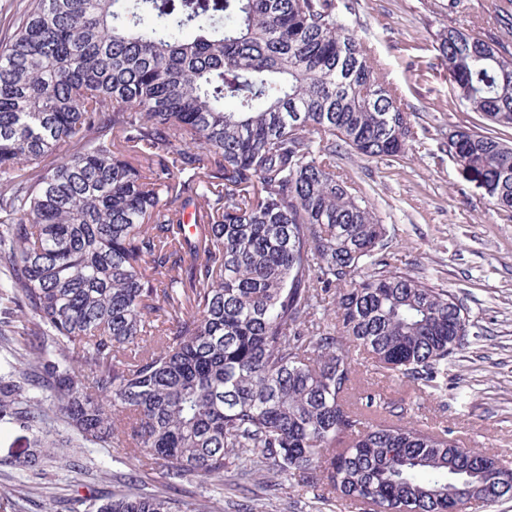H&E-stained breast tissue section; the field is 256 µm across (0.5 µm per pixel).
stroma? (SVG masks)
<instances>
[{
	"instance_id": "35a3bbf8",
	"label": "stroma",
	"mask_w": 512,
	"mask_h": 512,
	"mask_svg": "<svg viewBox=\"0 0 512 512\" xmlns=\"http://www.w3.org/2000/svg\"><path fill=\"white\" fill-rule=\"evenodd\" d=\"M493 3L464 0V11L452 15L448 0H353L349 20L371 47L380 75L414 112L418 138L397 157L366 159L344 151L336 165L385 225L393 267L456 294L471 322L448 368L446 388L416 395L367 371L369 391L412 404L418 420L444 423L465 446L493 452L511 466L512 221L440 148L449 129L481 118L451 104L437 34L457 24L498 36V26L488 20ZM30 439L19 424L0 425V497L22 499L27 512H38V503L51 496L117 489L122 475L134 476L149 491L162 488L158 471L133 466L121 448L85 449L79 471L66 460L44 476L4 467V460L25 452Z\"/></svg>"
}]
</instances>
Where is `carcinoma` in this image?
I'll use <instances>...</instances> for the list:
<instances>
[{
	"label": "carcinoma",
	"mask_w": 512,
	"mask_h": 512,
	"mask_svg": "<svg viewBox=\"0 0 512 512\" xmlns=\"http://www.w3.org/2000/svg\"><path fill=\"white\" fill-rule=\"evenodd\" d=\"M337 0H29L0 44V423L7 462L129 450L167 485L235 460L358 512L512 498V467L356 392L354 353L415 393L470 328L455 294L377 256L386 228L336 172L416 140ZM483 127L442 146L512 217V59L438 35ZM203 221L184 222L185 215ZM39 388L42 395L31 397ZM203 512L167 492L42 512ZM31 434L16 423H2L0 427V459H12L29 447Z\"/></svg>",
	"instance_id": "cac0c4a2"
}]
</instances>
